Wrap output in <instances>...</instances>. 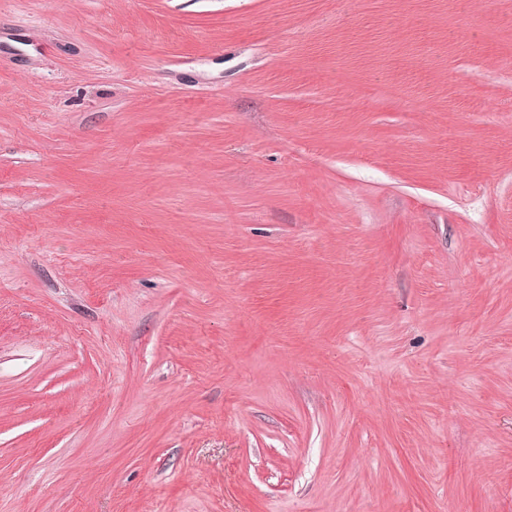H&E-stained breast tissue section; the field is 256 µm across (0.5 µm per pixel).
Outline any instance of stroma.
Wrapping results in <instances>:
<instances>
[{
  "mask_svg": "<svg viewBox=\"0 0 512 512\" xmlns=\"http://www.w3.org/2000/svg\"><path fill=\"white\" fill-rule=\"evenodd\" d=\"M512 14L0 0V512H512Z\"/></svg>",
  "mask_w": 512,
  "mask_h": 512,
  "instance_id": "obj_1",
  "label": "stroma"
}]
</instances>
